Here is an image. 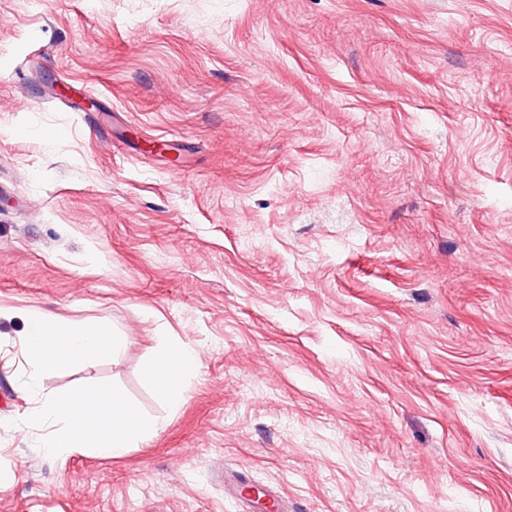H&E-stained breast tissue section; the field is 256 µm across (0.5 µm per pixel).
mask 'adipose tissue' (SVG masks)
I'll return each mask as SVG.
<instances>
[{"label":"adipose tissue","mask_w":512,"mask_h":512,"mask_svg":"<svg viewBox=\"0 0 512 512\" xmlns=\"http://www.w3.org/2000/svg\"><path fill=\"white\" fill-rule=\"evenodd\" d=\"M120 343V337L102 323L38 316L29 324L23 353L30 378L36 381L75 363H92ZM198 365L193 345L162 337L160 355L147 373L169 408L181 406L187 380ZM25 422L45 427L40 444L48 454L75 450L97 458L121 456L156 429L120 392L96 384L43 394Z\"/></svg>","instance_id":"1"}]
</instances>
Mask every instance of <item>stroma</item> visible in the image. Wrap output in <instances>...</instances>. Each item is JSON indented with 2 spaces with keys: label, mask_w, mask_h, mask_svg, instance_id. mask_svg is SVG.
Masks as SVG:
<instances>
[{
  "label": "stroma",
  "mask_w": 512,
  "mask_h": 512,
  "mask_svg": "<svg viewBox=\"0 0 512 512\" xmlns=\"http://www.w3.org/2000/svg\"><path fill=\"white\" fill-rule=\"evenodd\" d=\"M0 180V512H512V0H0ZM90 380L158 430L47 454ZM120 344V336L105 324L38 316L29 324L23 353L30 379L37 381L75 363H92ZM199 353L190 343L168 336L161 338L158 359L147 369L150 381L160 398L171 409L181 406L187 391V380L198 368Z\"/></svg>",
  "instance_id": "35a3bbf8"
}]
</instances>
